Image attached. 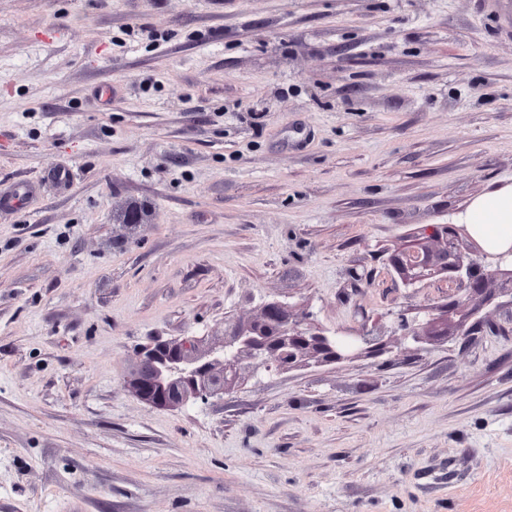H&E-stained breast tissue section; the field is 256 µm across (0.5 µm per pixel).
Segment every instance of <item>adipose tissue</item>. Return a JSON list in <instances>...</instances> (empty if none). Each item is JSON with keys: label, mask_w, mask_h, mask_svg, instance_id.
Segmentation results:
<instances>
[{"label": "adipose tissue", "mask_w": 512, "mask_h": 512, "mask_svg": "<svg viewBox=\"0 0 512 512\" xmlns=\"http://www.w3.org/2000/svg\"><path fill=\"white\" fill-rule=\"evenodd\" d=\"M465 221L472 236L488 251L501 252L512 247V186L475 197Z\"/></svg>", "instance_id": "1"}]
</instances>
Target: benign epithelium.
<instances>
[{
    "label": "benign epithelium",
    "mask_w": 512,
    "mask_h": 512,
    "mask_svg": "<svg viewBox=\"0 0 512 512\" xmlns=\"http://www.w3.org/2000/svg\"><path fill=\"white\" fill-rule=\"evenodd\" d=\"M464 231V226L446 225L440 236L429 229L427 234L436 246L430 248L417 241L395 261V270L410 284L446 274L450 288L448 304L440 309V315L427 322L426 329L417 327L405 315H398L405 338L414 342L426 337L440 340L448 336V314L464 306L465 301L477 297L488 301L497 292L512 298V269L507 271L504 282L497 283L502 267L512 266V249L487 253L471 238L462 245L460 235ZM369 343L367 331L356 336H327L313 330L307 317L291 314L281 303L271 302L258 319L224 335L217 348L201 351L194 336L141 347L128 384L137 398L154 406L176 408L191 400L207 404L224 397L229 384L224 374L228 365L245 364L255 372H282L298 366L306 357L331 363L349 361Z\"/></svg>",
    "instance_id": "1"
}]
</instances>
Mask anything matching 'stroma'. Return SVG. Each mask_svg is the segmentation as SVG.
I'll use <instances>...</instances> for the list:
<instances>
[{"label":"stroma","instance_id":"obj_1","mask_svg":"<svg viewBox=\"0 0 512 512\" xmlns=\"http://www.w3.org/2000/svg\"><path fill=\"white\" fill-rule=\"evenodd\" d=\"M0 512H512V301L391 255L512 185V0H0ZM146 204V223L117 213ZM277 301L376 352L158 408Z\"/></svg>","mask_w":512,"mask_h":512}]
</instances>
